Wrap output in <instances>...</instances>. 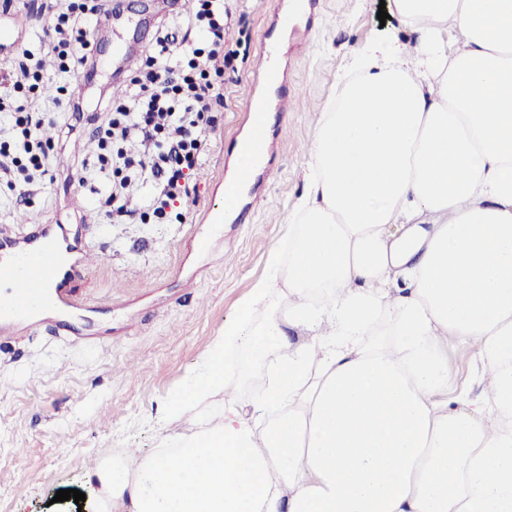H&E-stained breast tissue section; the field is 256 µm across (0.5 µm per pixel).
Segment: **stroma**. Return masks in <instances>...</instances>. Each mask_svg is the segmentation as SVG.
I'll use <instances>...</instances> for the list:
<instances>
[{"mask_svg":"<svg viewBox=\"0 0 512 512\" xmlns=\"http://www.w3.org/2000/svg\"><path fill=\"white\" fill-rule=\"evenodd\" d=\"M116 16L95 37L85 111L112 94L115 44L139 50L179 11V0H112ZM288 0H224L229 13L226 49L235 53L224 75V110L198 171V209L184 224H125L105 219L91 185L55 182L38 190L25 209L0 194V231L21 235L49 221L77 222L68 208L77 197L94 218L83 236L104 258L77 282L79 294L100 305L99 334L112 348L57 343L51 332L0 348V370L13 384L0 388V512H61L58 490H85L90 461L130 448L150 456L162 439L188 430L171 419L170 395L182 387L201 354L224 331L241 301L266 275L270 249L288 235V217L304 191L308 147L323 111L337 94L338 77L353 51L368 42L416 36L395 19L379 21L380 0H321L303 51L283 34ZM277 41L281 79L302 100L300 110L274 119L275 143L259 168L263 205L242 222L216 225L206 252L182 254L179 244L200 211L221 207L233 154L247 132L245 104L265 82L255 73L260 43Z\"/></svg>","mask_w":512,"mask_h":512,"instance_id":"obj_1","label":"stroma"}]
</instances>
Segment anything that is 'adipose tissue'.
<instances>
[{
  "label": "adipose tissue",
  "mask_w": 512,
  "mask_h": 512,
  "mask_svg": "<svg viewBox=\"0 0 512 512\" xmlns=\"http://www.w3.org/2000/svg\"><path fill=\"white\" fill-rule=\"evenodd\" d=\"M388 2L414 44L355 51L287 250L169 398L223 412L101 459L95 512H512V0ZM231 348L274 366L248 408ZM452 373L448 382L451 389H461L471 383L470 352L466 346H460L449 354Z\"/></svg>",
  "instance_id": "1"
}]
</instances>
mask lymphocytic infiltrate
I'll return each mask as SVG.
<instances>
[{"mask_svg":"<svg viewBox=\"0 0 512 512\" xmlns=\"http://www.w3.org/2000/svg\"><path fill=\"white\" fill-rule=\"evenodd\" d=\"M112 14L107 0H42V44L62 76L47 86L42 63L20 48L0 60V187L56 179L55 143L45 126L69 135L78 126L96 140L92 173L105 182L107 217L134 224H183L185 198L197 194L196 172L209 148L214 115L224 109V0H197L188 19L163 23L141 67L125 80L124 95L84 116L80 76L92 42Z\"/></svg>","mask_w":512,"mask_h":512,"instance_id":"f902f5d3","label":"lymphocytic infiltrate"}]
</instances>
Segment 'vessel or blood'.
Here are the masks:
<instances>
[{
    "label": "vessel or blood",
    "mask_w": 512,
    "mask_h": 512,
    "mask_svg": "<svg viewBox=\"0 0 512 512\" xmlns=\"http://www.w3.org/2000/svg\"><path fill=\"white\" fill-rule=\"evenodd\" d=\"M28 32L27 20L9 14L0 23V42L21 44ZM251 133L238 147L241 157L238 182L225 189V204L235 207L239 186L252 176L253 164L268 148L269 132L261 106L249 105ZM94 265L90 245L67 224H40L22 236L0 234V338L13 339L52 330L71 344H94L108 339L90 334L89 321L96 309L77 296L73 282Z\"/></svg>",
    "instance_id": "1"
}]
</instances>
